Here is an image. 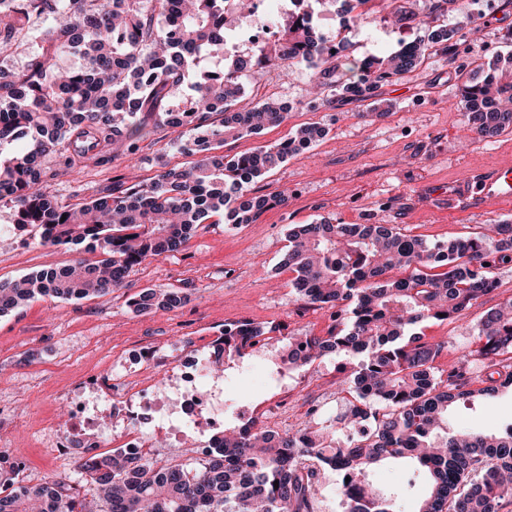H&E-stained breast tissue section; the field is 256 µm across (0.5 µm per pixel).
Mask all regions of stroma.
Wrapping results in <instances>:
<instances>
[{
	"instance_id": "obj_1",
	"label": "stroma",
	"mask_w": 512,
	"mask_h": 512,
	"mask_svg": "<svg viewBox=\"0 0 512 512\" xmlns=\"http://www.w3.org/2000/svg\"><path fill=\"white\" fill-rule=\"evenodd\" d=\"M471 15L482 17L484 25L459 45L455 61L426 59L378 89L379 99L393 105L382 118L372 116L368 100H332L310 108L311 74L304 66L290 73L248 76L241 106L271 98L291 101L292 107L280 125L227 142L226 155L280 143L306 123L329 129L309 150L256 183L259 193L285 196L287 205L238 228L201 225L185 249L145 262L119 291L84 300H34L0 316V403L12 407L0 416V441L11 444L24 484L54 477L80 494H94L77 454L47 446L44 423H65V395L95 378L112 380L117 359L128 349L154 353V361L144 364L135 380L155 384L172 371V344L201 350L230 323L250 321L271 330L274 340L268 348L276 355L280 339L326 335L332 326L329 311L305 305L289 286L293 274L283 261L291 225L321 220L395 224L405 233L443 242L488 224H512V202L452 207L446 197L449 184L467 174L512 165V133L479 139L455 77L459 65L475 60L489 65L496 53L512 49V5L506 0H456L448 22ZM358 26L378 29L381 35L377 45L353 43L351 54L358 59L397 51L416 37L387 20L376 0L363 9ZM193 135L188 126L158 128L140 141L135 153L119 154L108 166L88 164L50 181L48 189L63 202L76 203L96 197L117 180L149 182L158 161L190 166L192 158L180 146ZM85 255L81 244L40 245L37 232L29 228L0 246V281L63 267ZM497 278L495 291L464 311L459 322L425 324L426 336L447 344L438 368L455 361L486 310L512 299V262L498 268ZM145 288L180 289L187 300L170 311L135 312L129 301ZM339 364V358L328 357L289 370V414L304 416L310 401L334 395ZM448 420L486 433L498 431L512 422V392L501 391L470 409L455 407Z\"/></svg>"
}]
</instances>
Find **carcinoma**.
<instances>
[{"mask_svg":"<svg viewBox=\"0 0 512 512\" xmlns=\"http://www.w3.org/2000/svg\"><path fill=\"white\" fill-rule=\"evenodd\" d=\"M17 0L0 14V54L20 46L33 16L53 24L36 38L42 52L24 69L0 65V145L27 139L18 156L0 160V205L14 209L15 223L38 231L44 245L88 243L103 258L0 282V315L36 298L83 300L125 287L144 261L182 250L197 228L217 216L239 227L285 203L280 195H257L252 184L288 157L328 134L314 122L285 141L229 157V140L260 133L285 120L288 106L258 100L241 111L243 76L272 73L304 63L311 70L314 99H371L383 83L400 78L429 56L452 57L472 31V21L448 26L455 0H426L418 18L411 0H380L404 26L425 34L394 54L356 59L347 37L335 44L318 34L307 0L277 19L279 38L244 55L224 54V23L254 17L253 0ZM223 61L210 76L196 70L202 55ZM74 55L77 68L60 69L48 59ZM512 51L496 55L489 71L477 64L458 69L462 101L480 138L512 133ZM188 111L170 100L190 75ZM221 115L219 123L210 121ZM193 126L192 142L180 150L195 157L188 168L162 166L149 184H119L85 202L63 204L44 189L55 179L93 161L107 165L115 151L133 153L149 126ZM512 260V224H492L431 243L394 224H333L320 221L288 232L286 264L291 288L303 302L332 311L326 336H291L284 343L288 368L310 366L328 356L345 359L337 369L336 393L344 411L330 422L307 421L294 432L275 433L254 419L230 424L214 439L212 454L159 465L114 450L82 455L79 467L100 491L90 503L60 480L25 486L19 468L0 464V512H315L321 474L339 472L345 512H397L398 489L375 486L367 475L396 459L416 461L427 481L416 512H499L512 500V425L496 433L448 427V409L512 388V299L489 310L465 348L442 371L435 366L447 345L418 327L455 322L497 287L495 270ZM187 296L180 290L145 288L129 306L137 312L172 310ZM266 330L250 321L224 326V340L210 361L224 365L249 355V340Z\"/></svg>","mask_w":512,"mask_h":512,"instance_id":"1","label":"carcinoma"}]
</instances>
